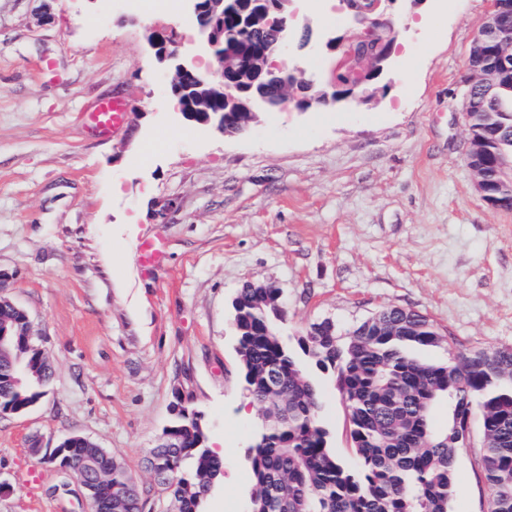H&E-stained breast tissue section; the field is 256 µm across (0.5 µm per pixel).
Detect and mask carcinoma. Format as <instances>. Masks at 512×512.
Wrapping results in <instances>:
<instances>
[{"label": "carcinoma", "instance_id": "cac0c4a2", "mask_svg": "<svg viewBox=\"0 0 512 512\" xmlns=\"http://www.w3.org/2000/svg\"><path fill=\"white\" fill-rule=\"evenodd\" d=\"M196 24L237 27L232 15H196ZM270 30L242 36L244 58L262 54ZM486 56H470L485 73L477 87L484 119L469 130L470 153L479 159L487 191L512 208V188L494 155L512 154V68L493 70ZM243 390L259 408L246 462L248 512H451L453 475L468 419L480 416L485 437L480 467L488 512H512V349L494 356L448 343V359L425 362L412 349L436 346L442 336L425 315L386 307L342 333L324 319L289 343L284 317L239 288L231 302ZM335 372L356 456L349 466L336 456L321 417V392L308 363ZM54 367L30 336L23 314L0 302V414L23 412L45 394ZM448 407L439 424L434 410ZM173 417L153 448L166 482L160 493L175 512H203L219 484L224 461L207 443L198 413L177 395ZM68 456L84 468L95 489L96 512H146L150 490L118 457L88 438L72 442Z\"/></svg>", "mask_w": 512, "mask_h": 512}]
</instances>
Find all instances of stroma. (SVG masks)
Wrapping results in <instances>:
<instances>
[{
    "mask_svg": "<svg viewBox=\"0 0 512 512\" xmlns=\"http://www.w3.org/2000/svg\"><path fill=\"white\" fill-rule=\"evenodd\" d=\"M490 0H394L391 70L349 103L260 114L243 133L169 109L148 43L198 71L186 0H0V268L55 374L25 412L0 417V512H86L77 477L33 455L79 434L149 485L146 458L191 395L224 476L207 512H247L246 406L231 301L248 281L283 291L284 333L382 308L430 318L458 347L512 348V210L479 197L466 161L463 88ZM308 74L328 77V36L360 34L343 0H291ZM128 107L100 136L86 112ZM152 240L163 260L140 264ZM331 446L355 463L332 373H318ZM482 433L458 454L452 512H487Z\"/></svg>",
    "mask_w": 512,
    "mask_h": 512,
    "instance_id": "35a3bbf8",
    "label": "stroma"
}]
</instances>
